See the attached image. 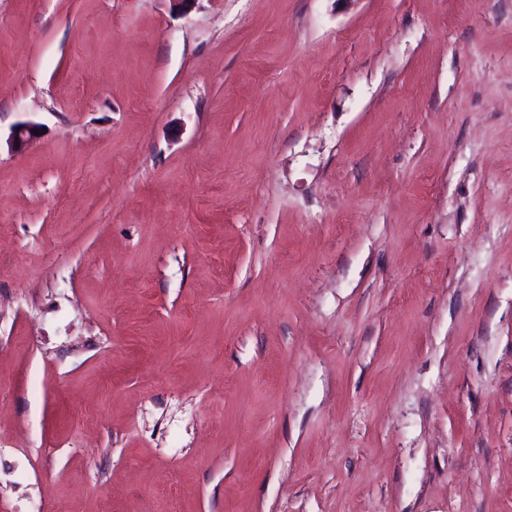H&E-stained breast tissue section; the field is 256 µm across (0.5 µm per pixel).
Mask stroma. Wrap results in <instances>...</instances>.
Returning a JSON list of instances; mask_svg holds the SVG:
<instances>
[{
    "mask_svg": "<svg viewBox=\"0 0 512 512\" xmlns=\"http://www.w3.org/2000/svg\"><path fill=\"white\" fill-rule=\"evenodd\" d=\"M0 512H512V0H0Z\"/></svg>",
    "mask_w": 512,
    "mask_h": 512,
    "instance_id": "1",
    "label": "stroma"
}]
</instances>
